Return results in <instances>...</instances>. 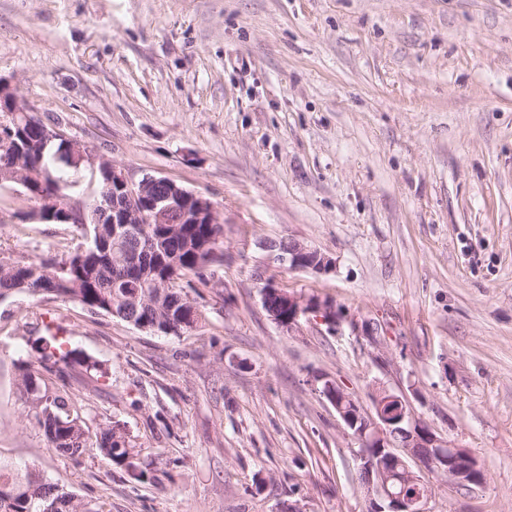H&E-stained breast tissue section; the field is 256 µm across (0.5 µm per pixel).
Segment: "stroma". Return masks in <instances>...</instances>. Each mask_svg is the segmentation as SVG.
Returning <instances> with one entry per match:
<instances>
[{
  "mask_svg": "<svg viewBox=\"0 0 512 512\" xmlns=\"http://www.w3.org/2000/svg\"><path fill=\"white\" fill-rule=\"evenodd\" d=\"M0 80L67 137L172 179L224 219V260L181 280L180 338L78 303L0 301V465L95 512H366L360 442L314 380L373 412L403 396L483 487L429 476V512H512V0H0ZM0 186V257H65L72 224ZM292 239L332 271L278 326L253 273ZM57 334L104 369L47 380L90 429L124 427L155 477L49 448L18 365Z\"/></svg>",
  "mask_w": 512,
  "mask_h": 512,
  "instance_id": "1",
  "label": "stroma"
}]
</instances>
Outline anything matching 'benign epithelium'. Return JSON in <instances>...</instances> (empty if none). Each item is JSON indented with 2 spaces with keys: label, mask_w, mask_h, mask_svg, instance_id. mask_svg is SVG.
Here are the masks:
<instances>
[{
  "label": "benign epithelium",
  "mask_w": 512,
  "mask_h": 512,
  "mask_svg": "<svg viewBox=\"0 0 512 512\" xmlns=\"http://www.w3.org/2000/svg\"><path fill=\"white\" fill-rule=\"evenodd\" d=\"M18 114L26 121L39 120L35 111L23 104L9 85L0 80V120L4 122ZM42 130L44 143L57 139L65 141L71 153L89 167L98 184L112 188V235L118 236L129 231L131 225L140 224L142 236L148 240L153 225L162 223V216L170 211L178 213L180 224L220 223L217 210L207 198L174 180L146 174L133 183L111 160L66 137L60 126L45 122ZM41 164L38 160L27 166L24 158L16 154L11 163L0 167V174L8 169L13 173V180L23 185L26 177L41 169ZM72 210L71 204L65 202V196L58 192L49 197L48 210L42 217L65 221ZM269 260L295 270L328 272L333 267L329 257L295 240L289 241L288 250L272 252ZM255 279L262 283V296L274 293L286 301L284 315L271 314L277 324L291 329L300 316L310 313L321 314L322 320L329 325L336 323L333 308L278 288L268 269L255 273ZM319 382L320 393L362 443L361 468L376 470L377 480L365 483L376 492L368 512H428L426 504L431 497V487L413 470L415 465L457 487L474 488L484 484V472L470 453L439 439L423 420L415 416L403 397L381 392L376 399L375 414L369 415L332 381L321 378ZM398 448L403 449V454L396 452ZM425 448H431L433 452L425 454Z\"/></svg>",
  "instance_id": "1"
}]
</instances>
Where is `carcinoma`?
I'll list each match as a JSON object with an SVG mask.
<instances>
[{"mask_svg":"<svg viewBox=\"0 0 512 512\" xmlns=\"http://www.w3.org/2000/svg\"><path fill=\"white\" fill-rule=\"evenodd\" d=\"M36 153L44 152V174L31 181L26 192L31 197L67 183L62 172L70 169V158L60 143L44 145L39 125L23 121L18 115L0 128V164L15 152L16 144ZM102 214L95 203L74 211V223L89 237L88 252L74 253L65 259L41 257L15 262L0 257V299L26 293L52 296L76 302L93 313L117 317L133 326L147 323L169 328L180 336L196 330L205 320L180 288H166L164 280L177 282L186 275L207 282V270L223 261L222 224H178L176 216L168 215V233L157 238L140 269L133 273L125 264L127 255L139 247L136 233L112 237V225L102 224ZM37 361L18 366V390L28 414L43 431L49 447L56 453L79 459L95 449L131 476L141 479L149 465L138 461L126 432L118 425L106 426L92 433L63 395L49 388L41 370L50 371L58 363H77L85 371H99L100 366L68 350L55 335L43 340ZM16 490L11 506L0 498V512H26L29 499L54 501L65 495L44 481L39 471L24 472L0 469V488Z\"/></svg>","mask_w":512,"mask_h":512,"instance_id":"1","label":"carcinoma"}]
</instances>
